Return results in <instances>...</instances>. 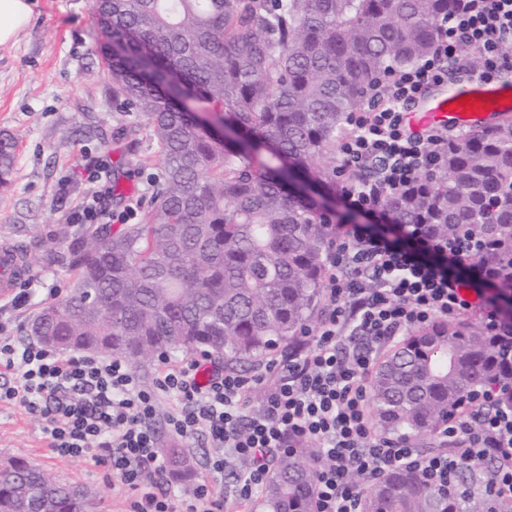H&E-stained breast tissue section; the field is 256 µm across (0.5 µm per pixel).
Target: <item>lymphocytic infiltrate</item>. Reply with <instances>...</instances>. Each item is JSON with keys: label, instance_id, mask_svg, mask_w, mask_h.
Masks as SVG:
<instances>
[{"label": "lymphocytic infiltrate", "instance_id": "1", "mask_svg": "<svg viewBox=\"0 0 512 512\" xmlns=\"http://www.w3.org/2000/svg\"><path fill=\"white\" fill-rule=\"evenodd\" d=\"M511 38L512 0H460L432 50L393 73L367 109L349 113L338 142L348 209L376 213L384 194L437 168L447 129H412L407 112L432 85L459 75L491 81L511 71L512 55L503 50ZM471 52L480 60L475 70ZM398 231L391 238L363 224L341 225L326 266L323 317L248 373L218 369L203 382L198 360H166L145 386L123 357L66 354L17 340L0 325V370L14 380L0 387V402L41 416L53 453L105 468L128 494L126 512H245L263 491L273 459L306 447L322 461L316 512H361L364 488L397 466L423 472L442 490L459 462L487 457L495 465L479 474L480 487L512 496V406L497 389L467 393L437 430L433 453L382 433L371 415L378 356L409 330L477 314L488 334L512 338V321L497 303L471 299L446 268L475 258L487 242L444 241L416 225ZM164 399L172 402L164 416L173 436L189 443L203 430L225 450L210 458L208 477L185 499L163 483L167 462L154 421ZM234 459L246 467L229 489H217L212 475Z\"/></svg>", "mask_w": 512, "mask_h": 512}]
</instances>
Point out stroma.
Segmentation results:
<instances>
[{"mask_svg":"<svg viewBox=\"0 0 512 512\" xmlns=\"http://www.w3.org/2000/svg\"><path fill=\"white\" fill-rule=\"evenodd\" d=\"M103 40L91 0H35L34 17L17 40L0 45V133L19 138L12 183L0 187V245L29 249L49 240L58 225L88 226L81 214L91 195L103 210L141 220L164 169L149 129L128 137L139 117L113 97L112 82L99 54ZM20 280L29 298L19 308L0 299V321L11 335L26 339L25 326L42 306L66 295L70 279L56 266L33 265ZM163 454L184 447L157 418ZM187 448V447H184ZM194 463L189 477L169 475L179 494L192 491L214 448L199 433L187 448ZM47 467L63 480L87 488L107 505L125 512L126 494L113 486L92 460L51 454L41 419L0 403V462L15 456Z\"/></svg>","mask_w":512,"mask_h":512,"instance_id":"stroma-1","label":"stroma"}]
</instances>
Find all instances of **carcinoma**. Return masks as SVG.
Listing matches in <instances>:
<instances>
[{
  "label": "carcinoma",
  "instance_id": "carcinoma-1",
  "mask_svg": "<svg viewBox=\"0 0 512 512\" xmlns=\"http://www.w3.org/2000/svg\"><path fill=\"white\" fill-rule=\"evenodd\" d=\"M459 0H93L112 91L145 119L164 161L138 224L42 244L40 260L71 293L28 322L39 341L101 350L137 364L199 353L238 367L306 325L331 249L332 215L308 163L373 100L391 72L432 49ZM195 112L224 115V141ZM17 140L0 135V187ZM394 224L446 238L487 239L478 261L512 283V114L448 140L437 173L383 195ZM384 432H434L470 390L512 398V343L436 321L391 347L370 380ZM318 462L307 448L280 457L260 512H313ZM459 469L437 493L400 466L367 490L362 512H512V498L473 491ZM0 512H106L105 503L16 458L0 464Z\"/></svg>",
  "mask_w": 512,
  "mask_h": 512
}]
</instances>
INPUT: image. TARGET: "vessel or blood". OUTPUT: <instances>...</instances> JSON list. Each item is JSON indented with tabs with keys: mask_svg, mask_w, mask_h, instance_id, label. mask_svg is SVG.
<instances>
[{
	"mask_svg": "<svg viewBox=\"0 0 512 512\" xmlns=\"http://www.w3.org/2000/svg\"><path fill=\"white\" fill-rule=\"evenodd\" d=\"M512 112V80L484 81L472 78L454 84L433 86L410 110L411 125L473 129L494 121L500 114ZM28 266L19 251L0 247V297L10 295L18 278Z\"/></svg>",
	"mask_w": 512,
	"mask_h": 512,
	"instance_id": "vessel-or-blood-1",
	"label": "vessel or blood"
}]
</instances>
